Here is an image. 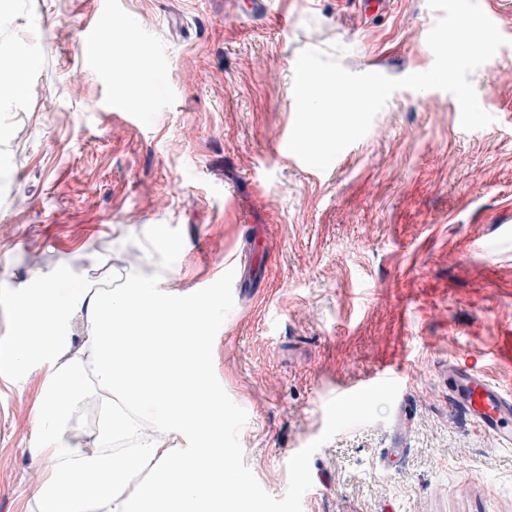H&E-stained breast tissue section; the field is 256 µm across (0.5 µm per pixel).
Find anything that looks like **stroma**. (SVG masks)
I'll return each instance as SVG.
<instances>
[{"instance_id":"obj_1","label":"stroma","mask_w":512,"mask_h":512,"mask_svg":"<svg viewBox=\"0 0 512 512\" xmlns=\"http://www.w3.org/2000/svg\"><path fill=\"white\" fill-rule=\"evenodd\" d=\"M265 5L0 0V65L35 62L23 95L0 92V339L14 295L65 266L213 300L208 372L252 512H512V451L448 397L455 361L512 391L496 355L512 329V0H494L507 45L471 76L493 124L464 130L451 93L402 89L323 172L287 148L298 54L340 44L350 71L423 72L437 14L427 0ZM109 26L141 43L135 116ZM160 232L179 255L152 251ZM256 242L261 280L243 287ZM404 348V391H354ZM45 376L0 375V512H36Z\"/></svg>"}]
</instances>
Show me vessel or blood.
I'll return each mask as SVG.
<instances>
[{"mask_svg":"<svg viewBox=\"0 0 512 512\" xmlns=\"http://www.w3.org/2000/svg\"><path fill=\"white\" fill-rule=\"evenodd\" d=\"M406 354L381 364L358 387L368 391L388 385L406 384ZM448 370L453 378L449 394L453 405L463 411L481 431L491 434L503 447L512 446V396L488 381L472 367L452 364Z\"/></svg>","mask_w":512,"mask_h":512,"instance_id":"1","label":"vessel or blood"}]
</instances>
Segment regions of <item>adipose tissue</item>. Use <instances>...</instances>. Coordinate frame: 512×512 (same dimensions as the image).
<instances>
[{"label":"adipose tissue","instance_id":"adipose-tissue-1","mask_svg":"<svg viewBox=\"0 0 512 512\" xmlns=\"http://www.w3.org/2000/svg\"><path fill=\"white\" fill-rule=\"evenodd\" d=\"M74 311L88 325L75 349L64 333ZM11 318L0 371H49L35 431L46 465L31 490L37 512H246L252 490L230 468L238 451L224 444L207 372L209 303L136 279L101 288L63 271L21 293ZM85 369L102 394L101 416L81 441L67 419L87 393ZM145 469L150 478L129 492Z\"/></svg>","mask_w":512,"mask_h":512}]
</instances>
